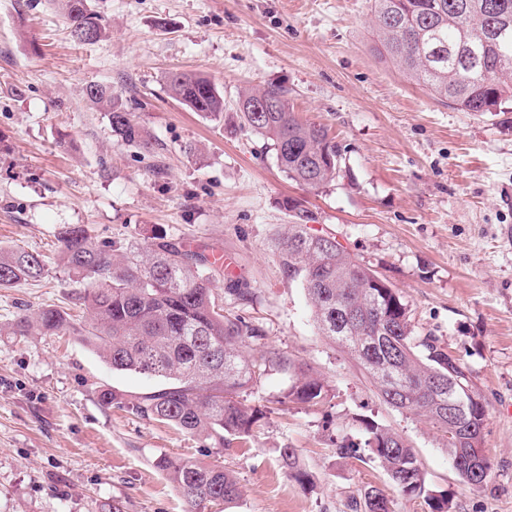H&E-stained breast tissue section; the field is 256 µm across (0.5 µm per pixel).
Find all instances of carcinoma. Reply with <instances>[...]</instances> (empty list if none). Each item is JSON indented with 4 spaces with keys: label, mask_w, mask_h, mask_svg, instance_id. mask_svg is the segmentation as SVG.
Returning <instances> with one entry per match:
<instances>
[{
    "label": "carcinoma",
    "mask_w": 512,
    "mask_h": 512,
    "mask_svg": "<svg viewBox=\"0 0 512 512\" xmlns=\"http://www.w3.org/2000/svg\"><path fill=\"white\" fill-rule=\"evenodd\" d=\"M74 41L93 44L104 24L89 0H59ZM371 13L380 44L412 82L462 112H505L512 105V0H372ZM93 36L83 39L79 29ZM172 97L205 117L224 118V95L208 79L180 71L166 78ZM84 96L110 117L112 133L123 144L148 151L152 143L112 89L90 83ZM258 98L277 102L261 116L248 111ZM239 127L270 142L286 176L311 189L323 188L341 171V154L328 130L300 120L279 86L252 88L239 96ZM286 225L282 262L288 275H299L321 335L339 346L373 382L394 410L425 418L446 443L453 468L466 484L484 486L491 474L483 437L487 402L435 336H419L410 309L396 288L372 284L374 271L361 264L336 238L310 227ZM58 261L83 285L76 304L87 319L46 307L19 319L14 333L32 328L47 336L62 332L96 349L114 370L162 378L167 385L124 400L102 394L149 421L204 435L221 446L249 437L263 412L241 399L266 368L247 357L244 343L262 335L240 315L224 313L210 288L218 270L200 253L165 238L144 248L102 245L86 225L57 229ZM48 273L38 254L0 248V287L39 281ZM292 374L289 402L316 405L328 389L303 363L279 358ZM366 434L368 456L379 462L391 484L404 496L424 498L432 512H443L447 493L429 488L426 472L403 437L370 416L358 419ZM285 469L301 481L309 474L292 448L281 450ZM159 466L183 494L189 512L238 496L235 480L218 466L188 460H162ZM353 512H394L393 501L369 487L354 501Z\"/></svg>",
    "instance_id": "1"
}]
</instances>
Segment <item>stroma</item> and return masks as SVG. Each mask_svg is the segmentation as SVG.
Segmentation results:
<instances>
[{"label":"stroma","instance_id":"1","mask_svg":"<svg viewBox=\"0 0 512 512\" xmlns=\"http://www.w3.org/2000/svg\"><path fill=\"white\" fill-rule=\"evenodd\" d=\"M100 41L74 42L57 0H0V247L41 254L40 281L0 288V512H187L158 462L183 458L233 475L238 499L207 512H352L365 488L395 512H431L393 489L375 461L342 458L363 444L357 418L375 416L420 460L448 512H512V112H461L409 81L374 51L369 0H91ZM206 77L224 92V122L191 111L166 76ZM111 86L151 137L148 155L112 134L86 84ZM275 84L293 112L325 126L342 174L320 189L289 180L260 137L233 131L240 93ZM308 211L313 233L335 237L410 306L419 335L437 336L468 368L488 403L484 452L491 477L467 486L426 420L382 402L355 364L316 327L300 280L276 238ZM87 225L100 242L151 244L163 236L208 256L230 278L211 288L225 313L263 334L247 355L267 370L245 394L266 409L252 437L221 446L103 403L158 379L117 371L75 336L14 333L19 317L68 306L77 291L57 261L55 230ZM239 280L250 290L239 297ZM301 360L329 393L285 402L279 357ZM296 449L310 483L281 466Z\"/></svg>","mask_w":512,"mask_h":512}]
</instances>
